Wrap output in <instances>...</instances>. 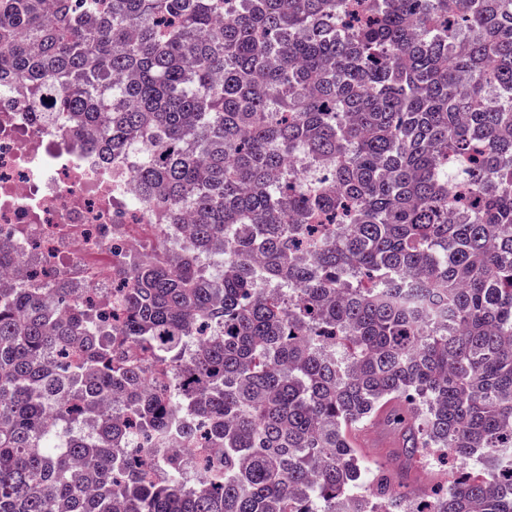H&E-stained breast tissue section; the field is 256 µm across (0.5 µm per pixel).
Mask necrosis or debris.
Here are the masks:
<instances>
[{"mask_svg": "<svg viewBox=\"0 0 512 512\" xmlns=\"http://www.w3.org/2000/svg\"><path fill=\"white\" fill-rule=\"evenodd\" d=\"M33 110L19 92L0 96V243L38 252L16 279L38 271L46 288L77 279L99 289L98 304L111 307L116 296L102 286L112 277V227L124 225L122 244L130 246L149 212L129 204L131 170H115L111 158L81 147L68 127L36 125Z\"/></svg>", "mask_w": 512, "mask_h": 512, "instance_id": "necrosis-or-debris-1", "label": "necrosis or debris"}]
</instances>
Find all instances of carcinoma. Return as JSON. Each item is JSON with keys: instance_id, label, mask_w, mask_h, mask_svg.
Here are the masks:
<instances>
[{"instance_id": "obj_1", "label": "carcinoma", "mask_w": 512, "mask_h": 512, "mask_svg": "<svg viewBox=\"0 0 512 512\" xmlns=\"http://www.w3.org/2000/svg\"><path fill=\"white\" fill-rule=\"evenodd\" d=\"M16 84L159 244L0 288V512H512V0H0ZM431 450L481 466L396 493ZM368 425L362 426L351 434L353 442H356L355 445L359 448L364 459L372 463L379 462L388 463L395 467L400 466L403 463L402 458L394 460V452L398 444L394 429L382 422H373ZM369 427H371V431H368ZM360 439H362V442H359Z\"/></svg>"}]
</instances>
